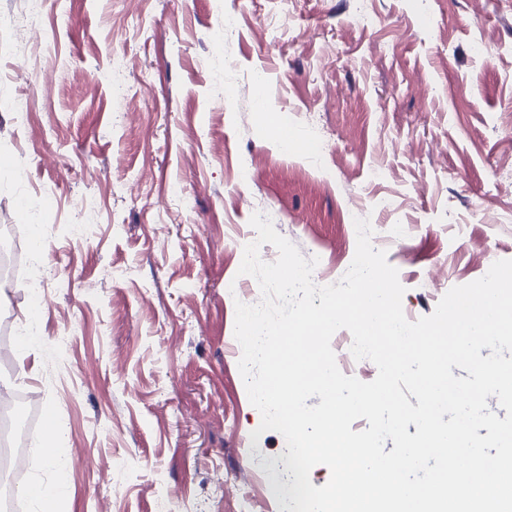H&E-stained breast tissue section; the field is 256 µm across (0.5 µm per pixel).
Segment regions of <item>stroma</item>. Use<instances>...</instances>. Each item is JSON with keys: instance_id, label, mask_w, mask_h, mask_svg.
Segmentation results:
<instances>
[{"instance_id": "1", "label": "stroma", "mask_w": 512, "mask_h": 512, "mask_svg": "<svg viewBox=\"0 0 512 512\" xmlns=\"http://www.w3.org/2000/svg\"><path fill=\"white\" fill-rule=\"evenodd\" d=\"M256 213L319 286L369 219L412 322L512 259V0H0V225L21 253L0 384L36 396L19 512H41L37 483L55 512H286V442L251 439L234 335L260 288L225 287ZM352 342L332 337L339 369L372 381Z\"/></svg>"}]
</instances>
